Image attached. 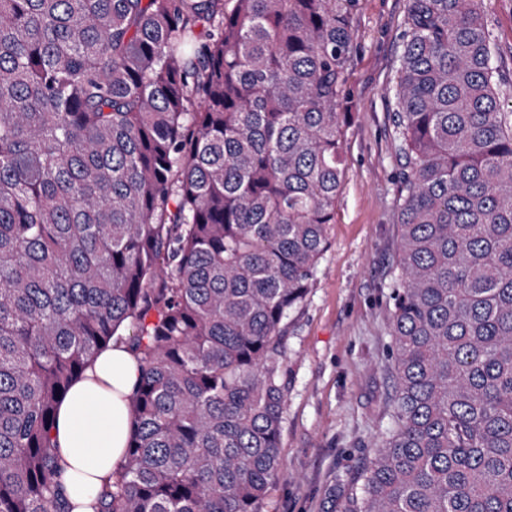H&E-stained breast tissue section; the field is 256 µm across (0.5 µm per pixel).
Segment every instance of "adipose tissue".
<instances>
[{"instance_id": "1", "label": "adipose tissue", "mask_w": 512, "mask_h": 512, "mask_svg": "<svg viewBox=\"0 0 512 512\" xmlns=\"http://www.w3.org/2000/svg\"><path fill=\"white\" fill-rule=\"evenodd\" d=\"M138 376L128 346L110 343L88 363L59 406L53 443L71 512H95L99 493L121 467L130 421L124 398Z\"/></svg>"}]
</instances>
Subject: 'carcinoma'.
I'll list each match as a JSON object with an SVG mask.
<instances>
[{
  "mask_svg": "<svg viewBox=\"0 0 512 512\" xmlns=\"http://www.w3.org/2000/svg\"><path fill=\"white\" fill-rule=\"evenodd\" d=\"M356 0H0V512L129 332L97 512H261L281 346L328 247ZM391 426L340 512H512V112L483 0H407Z\"/></svg>",
  "mask_w": 512,
  "mask_h": 512,
  "instance_id": "carcinoma-1",
  "label": "carcinoma"
}]
</instances>
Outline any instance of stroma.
<instances>
[{
	"label": "stroma",
	"mask_w": 512,
	"mask_h": 512,
	"mask_svg": "<svg viewBox=\"0 0 512 512\" xmlns=\"http://www.w3.org/2000/svg\"><path fill=\"white\" fill-rule=\"evenodd\" d=\"M407 0H356L344 100L342 185L329 245L282 347V472L262 512H339L382 447L392 412L393 300L406 167L396 148L393 78ZM503 111H512V0H484Z\"/></svg>",
	"instance_id": "35a3bbf8"
}]
</instances>
